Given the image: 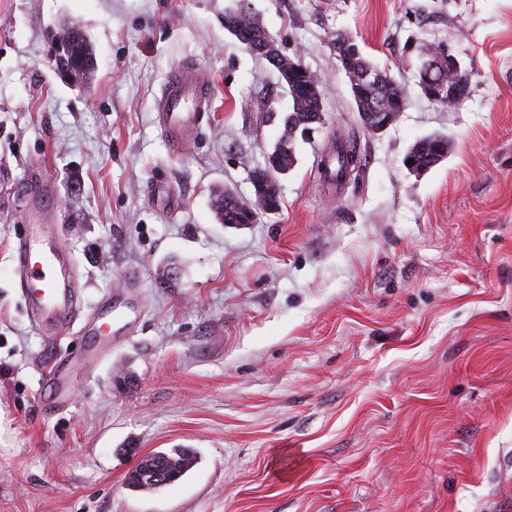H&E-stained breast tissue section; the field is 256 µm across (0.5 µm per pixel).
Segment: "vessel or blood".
Instances as JSON below:
<instances>
[{
  "label": "vessel or blood",
  "instance_id": "vessel-or-blood-1",
  "mask_svg": "<svg viewBox=\"0 0 512 512\" xmlns=\"http://www.w3.org/2000/svg\"><path fill=\"white\" fill-rule=\"evenodd\" d=\"M210 104L209 83L205 78L182 72L173 76L164 90L159 114L160 127L170 142L181 144L193 130L199 110ZM50 193L48 182L40 178L32 181L28 189V222L12 247L14 269L20 286L28 291L34 328L54 335L80 328L83 343L78 359H98L104 353L100 336L104 328L113 325L114 319L108 310L94 319L80 314L76 276L42 219ZM42 385L55 406L62 408L68 404L69 388L63 365H53L46 371Z\"/></svg>",
  "mask_w": 512,
  "mask_h": 512
}]
</instances>
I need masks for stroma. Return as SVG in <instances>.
<instances>
[{"instance_id":"1","label":"stroma","mask_w":512,"mask_h":512,"mask_svg":"<svg viewBox=\"0 0 512 512\" xmlns=\"http://www.w3.org/2000/svg\"><path fill=\"white\" fill-rule=\"evenodd\" d=\"M243 4L326 89L279 208L238 227L213 199L251 196L292 107L224 26ZM67 22L84 83L56 71ZM339 34L405 93L385 131L360 122ZM438 43L468 78L451 110L418 85ZM183 69L212 104L176 148L157 105ZM434 134L446 159L409 171ZM339 140L360 167L338 190L320 161ZM36 173L85 312L105 292L134 309L65 410L41 372L81 339L35 332L12 270ZM174 448L197 454L184 477L128 489ZM0 512H512V0H0ZM70 33L73 39L71 44L72 51L81 56L82 59L81 65L73 70L72 78L75 82H81L87 78V73L88 71L90 72L93 64L92 47L79 25L78 28H70ZM424 138H431L432 141H440V142H443L445 145L448 146V137H446V136L434 135V136H428V137H424ZM432 141L430 142V146L428 148L425 147V146L414 147V144L410 147V149L408 150L407 154L405 155L404 161L406 159V156L410 155L412 157V159H413L415 167H414L413 164L409 165V161L411 159H410V156H408L407 160H406V167L407 168H409V169H411L413 171H417L416 169L427 168V167H429V165L432 164V162H433V159L431 157L432 154H433Z\"/></svg>"}]
</instances>
